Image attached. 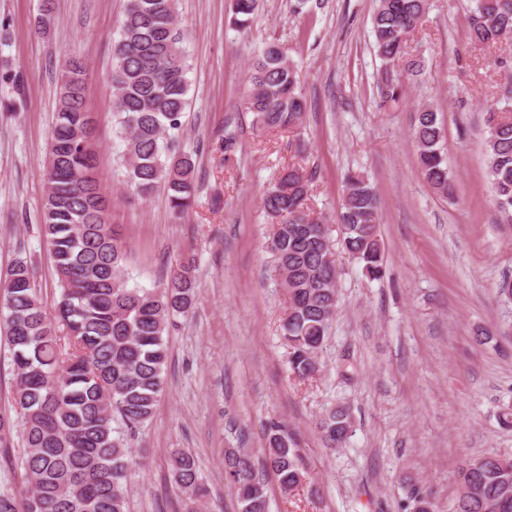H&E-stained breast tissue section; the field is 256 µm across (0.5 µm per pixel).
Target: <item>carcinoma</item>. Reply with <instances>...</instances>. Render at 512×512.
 <instances>
[{"label": "carcinoma", "instance_id": "cac0c4a2", "mask_svg": "<svg viewBox=\"0 0 512 512\" xmlns=\"http://www.w3.org/2000/svg\"><path fill=\"white\" fill-rule=\"evenodd\" d=\"M429 0H376L373 47L384 66L421 69L409 39L422 26ZM257 0H233L231 24L251 27ZM469 35L491 45L512 34V0H475ZM176 0H128L112 49V112L124 144L127 185L143 199L162 191L181 217L195 202V158L173 148L170 133L182 126L189 106V64ZM505 92L485 112L487 172L502 219L512 223V64L500 61ZM87 68L76 59L60 64L56 119L43 172V232L58 274L59 298L50 316L34 288L33 267L18 256L0 284V333L10 350L15 387L12 413L0 415V445L21 435L23 489L0 492V512H126V488L134 472L120 418L135 431L153 414L163 391L170 319L193 308L192 265L170 271L161 290L129 288L122 237L99 207V185L89 177L97 153L93 127L85 121ZM402 81L382 79L381 105L398 103ZM265 131L302 125L305 99L300 75L280 45L265 43L255 56L240 104ZM438 112H417L411 138L420 170L436 191L454 196V181L440 150ZM239 143L238 126H224V154ZM308 179L292 165L279 171L264 193L271 217L268 248L288 295L282 324L293 373L306 379L318 371L317 355L337 308L336 261L328 228L308 205ZM342 245L371 278L382 274L380 199L362 176L351 173L338 218ZM347 411L335 408L318 423L327 448L342 447L350 433ZM264 467L289 493L304 479L296 444L284 427L270 425ZM241 512H267L265 481L251 457L226 456ZM172 484L186 496L190 512L203 497L194 457L181 450L169 458ZM455 512H512V456L486 455L461 473Z\"/></svg>", "mask_w": 512, "mask_h": 512}]
</instances>
